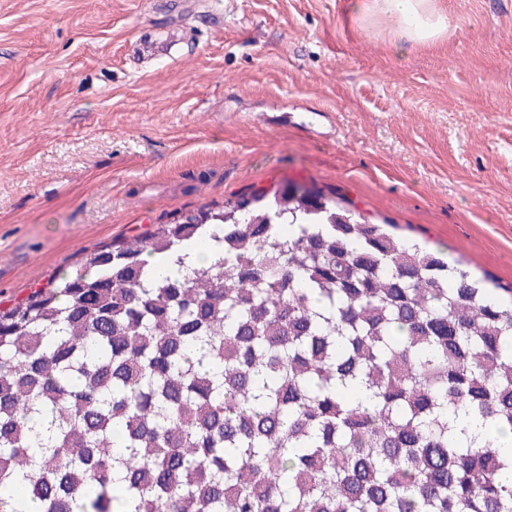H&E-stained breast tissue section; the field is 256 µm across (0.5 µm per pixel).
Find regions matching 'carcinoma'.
<instances>
[{
	"mask_svg": "<svg viewBox=\"0 0 512 512\" xmlns=\"http://www.w3.org/2000/svg\"><path fill=\"white\" fill-rule=\"evenodd\" d=\"M393 228L278 187L0 307V512H512V288Z\"/></svg>",
	"mask_w": 512,
	"mask_h": 512,
	"instance_id": "carcinoma-1",
	"label": "carcinoma"
}]
</instances>
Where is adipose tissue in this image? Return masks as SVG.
<instances>
[{"instance_id": "ef3b65f1", "label": "adipose tissue", "mask_w": 512, "mask_h": 512, "mask_svg": "<svg viewBox=\"0 0 512 512\" xmlns=\"http://www.w3.org/2000/svg\"><path fill=\"white\" fill-rule=\"evenodd\" d=\"M348 10L363 29L384 26L400 51L442 42L450 29L442 0H350Z\"/></svg>"}]
</instances>
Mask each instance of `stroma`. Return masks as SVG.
Returning <instances> with one entry per match:
<instances>
[{"mask_svg": "<svg viewBox=\"0 0 512 512\" xmlns=\"http://www.w3.org/2000/svg\"><path fill=\"white\" fill-rule=\"evenodd\" d=\"M443 5L447 41L399 52L346 0H0V303L288 184L511 288L512 0Z\"/></svg>", "mask_w": 512, "mask_h": 512, "instance_id": "obj_1", "label": "stroma"}]
</instances>
